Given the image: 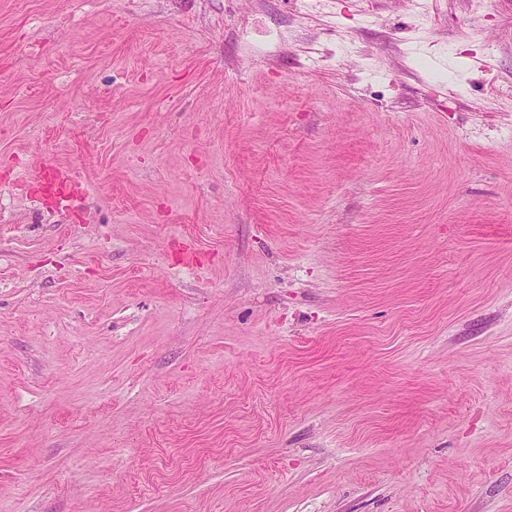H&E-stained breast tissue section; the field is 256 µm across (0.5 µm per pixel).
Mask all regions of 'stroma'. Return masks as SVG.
I'll list each match as a JSON object with an SVG mask.
<instances>
[{"label": "stroma", "mask_w": 512, "mask_h": 512, "mask_svg": "<svg viewBox=\"0 0 512 512\" xmlns=\"http://www.w3.org/2000/svg\"><path fill=\"white\" fill-rule=\"evenodd\" d=\"M0 512H512V0H0Z\"/></svg>", "instance_id": "obj_1"}]
</instances>
